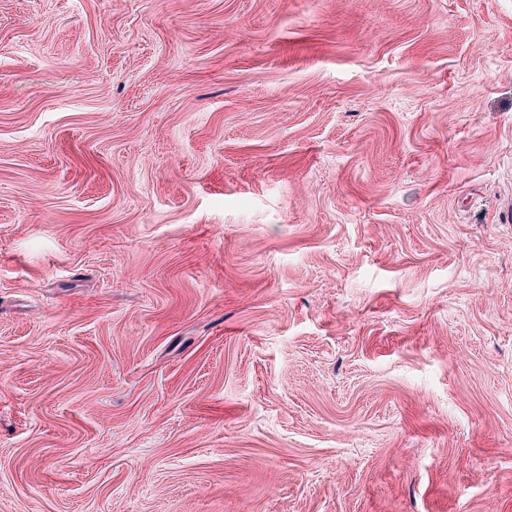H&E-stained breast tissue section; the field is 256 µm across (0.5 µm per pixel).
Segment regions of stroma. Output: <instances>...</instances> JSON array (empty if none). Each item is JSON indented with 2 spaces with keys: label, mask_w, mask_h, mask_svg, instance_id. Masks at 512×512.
Wrapping results in <instances>:
<instances>
[{
  "label": "stroma",
  "mask_w": 512,
  "mask_h": 512,
  "mask_svg": "<svg viewBox=\"0 0 512 512\" xmlns=\"http://www.w3.org/2000/svg\"><path fill=\"white\" fill-rule=\"evenodd\" d=\"M512 0H0V512H512Z\"/></svg>",
  "instance_id": "35a3bbf8"
}]
</instances>
